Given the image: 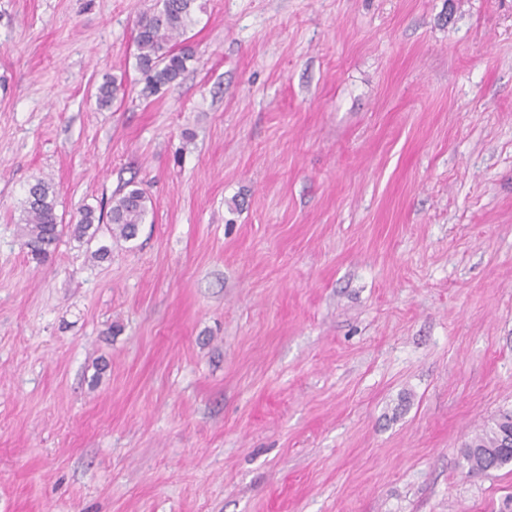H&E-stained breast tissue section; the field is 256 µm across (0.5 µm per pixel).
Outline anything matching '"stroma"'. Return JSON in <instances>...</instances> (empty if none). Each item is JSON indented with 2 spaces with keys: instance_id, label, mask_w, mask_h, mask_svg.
Returning <instances> with one entry per match:
<instances>
[{
  "instance_id": "obj_1",
  "label": "stroma",
  "mask_w": 512,
  "mask_h": 512,
  "mask_svg": "<svg viewBox=\"0 0 512 512\" xmlns=\"http://www.w3.org/2000/svg\"><path fill=\"white\" fill-rule=\"evenodd\" d=\"M201 2L146 96L156 0H0V512H512V0ZM24 206L26 217L23 233L32 258L39 262L45 261L55 251L65 232L91 243L102 229L100 222H103L104 216L99 214L96 218L89 206L79 210L80 218L76 224H60L52 187L42 179L29 188ZM148 197L143 189L133 187L119 194L107 212L106 229L113 236L128 241L135 238L140 224L145 222L148 212ZM509 430H512V412L506 411L484 423L465 442L462 453L469 476L498 469L508 461L512 454V431L508 434ZM502 440L507 447L502 448Z\"/></svg>"
}]
</instances>
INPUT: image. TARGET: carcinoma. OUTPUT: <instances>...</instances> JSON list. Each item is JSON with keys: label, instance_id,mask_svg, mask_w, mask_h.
I'll use <instances>...</instances> for the list:
<instances>
[{"label": "carcinoma", "instance_id": "cac0c4a2", "mask_svg": "<svg viewBox=\"0 0 512 512\" xmlns=\"http://www.w3.org/2000/svg\"><path fill=\"white\" fill-rule=\"evenodd\" d=\"M197 0H163L156 9L142 13L136 21L137 66L145 82L143 91L150 94L175 82L186 70L192 55L183 47L182 37L193 22ZM125 92L117 79L101 84L96 93L98 106L107 108L119 93ZM53 190L39 179L29 188L25 200L23 233L33 259L43 262L57 247L65 233L78 240L92 242L101 227L126 241L137 235L145 222L148 197L143 189L133 187L113 199L107 216H95L91 207L79 210L75 224L58 221ZM107 224H101V221ZM512 430V412H502L484 423L463 448L467 474L476 476L498 469L512 455V448L502 447L503 435Z\"/></svg>", "mask_w": 512, "mask_h": 512}]
</instances>
